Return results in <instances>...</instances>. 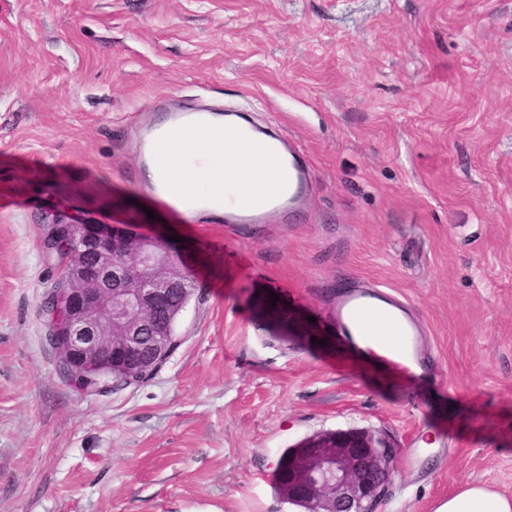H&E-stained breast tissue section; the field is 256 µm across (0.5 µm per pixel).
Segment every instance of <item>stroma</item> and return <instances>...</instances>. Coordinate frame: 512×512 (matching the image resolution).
<instances>
[{
    "instance_id": "stroma-1",
    "label": "stroma",
    "mask_w": 512,
    "mask_h": 512,
    "mask_svg": "<svg viewBox=\"0 0 512 512\" xmlns=\"http://www.w3.org/2000/svg\"><path fill=\"white\" fill-rule=\"evenodd\" d=\"M191 104L299 149L307 205L250 233L148 219L143 135ZM57 213L178 236L195 290L149 382L60 373ZM354 281L411 305L436 375L330 338ZM348 429L396 448L376 512L512 495V0H0V512H304L279 458Z\"/></svg>"
}]
</instances>
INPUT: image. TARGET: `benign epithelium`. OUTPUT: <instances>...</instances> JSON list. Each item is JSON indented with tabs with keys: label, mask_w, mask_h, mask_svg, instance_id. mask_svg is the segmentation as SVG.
I'll use <instances>...</instances> for the list:
<instances>
[{
	"label": "benign epithelium",
	"mask_w": 512,
	"mask_h": 512,
	"mask_svg": "<svg viewBox=\"0 0 512 512\" xmlns=\"http://www.w3.org/2000/svg\"><path fill=\"white\" fill-rule=\"evenodd\" d=\"M43 245L62 255L58 295L43 299V313L62 319L68 359L94 373L88 392L114 383L132 385L173 352L175 322L191 297L180 255L157 237L110 224L53 221ZM181 298L176 307L166 303ZM396 449L360 430L311 436L288 449V473L279 476L288 500L308 512H375L393 478Z\"/></svg>",
	"instance_id": "benign-epithelium-1"
}]
</instances>
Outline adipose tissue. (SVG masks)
<instances>
[{
    "label": "adipose tissue",
    "instance_id": "1",
    "mask_svg": "<svg viewBox=\"0 0 512 512\" xmlns=\"http://www.w3.org/2000/svg\"><path fill=\"white\" fill-rule=\"evenodd\" d=\"M148 179L161 204L195 221L224 203V186L235 183L248 191L274 190V165L239 140V131L221 118L189 123L171 139L153 142ZM436 512H512V496L486 486L460 487Z\"/></svg>",
    "mask_w": 512,
    "mask_h": 512
}]
</instances>
